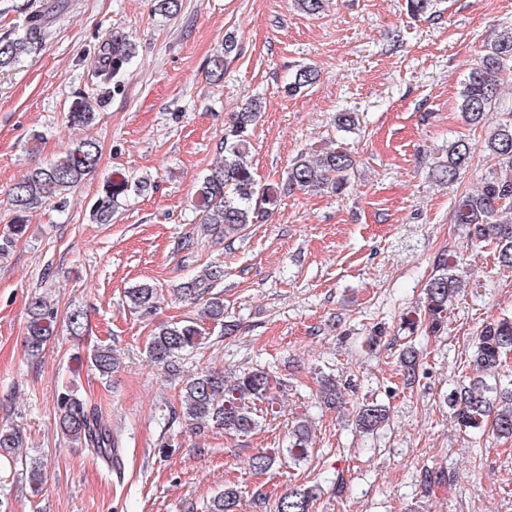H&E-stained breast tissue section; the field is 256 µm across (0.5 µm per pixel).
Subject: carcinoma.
Returning <instances> with one entry per match:
<instances>
[{"instance_id":"obj_1","label":"carcinoma","mask_w":512,"mask_h":512,"mask_svg":"<svg viewBox=\"0 0 512 512\" xmlns=\"http://www.w3.org/2000/svg\"><path fill=\"white\" fill-rule=\"evenodd\" d=\"M34 24L17 34L0 38V68L10 66L27 54L32 44ZM234 42L225 40L224 48L210 60L208 77L213 82L224 78V57L232 52ZM130 59L126 44L112 43L103 57L101 75L115 77ZM512 64V27L501 29L485 48L464 79L459 92L458 108L464 121L472 126L485 124L489 112L504 113L484 140V151L496 159L499 168L507 171L502 177L493 171L474 193L463 195L455 208V221L468 229L471 241L493 250L502 267L512 268V224L500 219L512 211V103L501 97L498 75ZM316 80V70L302 66L293 73L288 93L297 94ZM258 105L250 103L232 117V130L224 138V158L202 177L196 190L195 205L201 212L203 233L219 239L242 233L251 224H263L271 214L270 206L281 194L296 190L328 189L339 194L346 189L349 171L354 162L350 155L336 148L314 157L304 153L288 170L284 183L257 187L247 163L249 130L260 118ZM95 119L92 103L84 99L70 114L75 125H85ZM474 152L473 144L464 137L448 142L445 159L433 169L440 182H455L466 168ZM98 163L97 144L84 139L74 144L63 156L31 169L9 189V203L15 212V223L0 234V257L10 253L17 240L26 232L27 214L42 208L54 198L62 199L67 192L95 171ZM148 187L145 178L130 180L117 174L105 195L94 204L93 217L100 224H110L118 198L130 191L142 192ZM435 273L426 282L421 305L406 313L405 327L411 333L437 336L448 326V300L465 286L459 262L443 251L434 259ZM224 281V266L207 264L192 277L178 285L182 295L203 303V318L220 326L224 335L234 336L239 323L224 316V299L212 292ZM131 306L149 312L159 301L157 288L139 283L126 289ZM56 322V314L45 298L31 299L28 305V350L38 357ZM68 327L75 336L86 330L85 314L73 310L67 317ZM201 329L194 321L157 327L147 343L151 362L172 366L185 352L199 345ZM512 355V316L498 317L482 324L470 357L472 375L448 395V408L457 423L468 429L489 430L500 437H512V373L507 359ZM92 364L103 377L112 376L116 358L112 350H94ZM406 384L415 383L418 376V355L408 347L397 358ZM280 382L261 369L244 373L228 382L222 371L198 373L186 380L182 389V417L195 433L220 429L232 436H247L260 426L258 415L251 406L260 402L273 404V390ZM320 397L329 405L341 403L342 393L336 380L320 379ZM58 425L70 440L94 449L112 459L117 440L99 416L96 408L69 393L58 398ZM390 420V409L381 403L362 405L356 413V426L364 433L384 427ZM311 444V428L304 421L297 423L288 436V460L297 464L306 459ZM21 434L12 428H0V448H19ZM276 462L272 452H260L249 460L255 471H263ZM316 489L296 485L277 500L276 512H313ZM240 492L226 487L210 501L207 512H238Z\"/></svg>"}]
</instances>
